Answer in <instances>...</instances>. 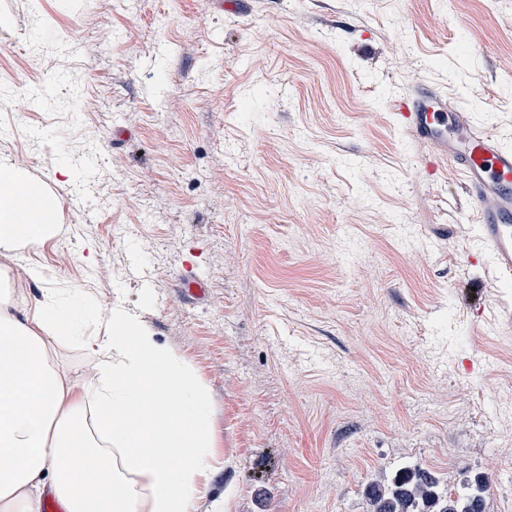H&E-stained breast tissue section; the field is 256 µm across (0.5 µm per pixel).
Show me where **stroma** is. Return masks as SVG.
I'll return each instance as SVG.
<instances>
[{"mask_svg": "<svg viewBox=\"0 0 512 512\" xmlns=\"http://www.w3.org/2000/svg\"><path fill=\"white\" fill-rule=\"evenodd\" d=\"M233 2L0 0V156L60 202L18 294L120 304L192 365L195 512H366L414 464L512 512V285L395 115L433 88L512 146V0Z\"/></svg>", "mask_w": 512, "mask_h": 512, "instance_id": "35a3bbf8", "label": "stroma"}]
</instances>
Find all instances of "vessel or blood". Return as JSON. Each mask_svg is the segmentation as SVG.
Returning <instances> with one entry per match:
<instances>
[{
  "label": "vessel or blood",
  "mask_w": 512,
  "mask_h": 512,
  "mask_svg": "<svg viewBox=\"0 0 512 512\" xmlns=\"http://www.w3.org/2000/svg\"><path fill=\"white\" fill-rule=\"evenodd\" d=\"M397 122L430 147V170L440 172L447 162L463 178L473 200L481 252L499 280L511 284L512 146L437 92L421 91L400 100Z\"/></svg>",
  "instance_id": "b4317fda"
}]
</instances>
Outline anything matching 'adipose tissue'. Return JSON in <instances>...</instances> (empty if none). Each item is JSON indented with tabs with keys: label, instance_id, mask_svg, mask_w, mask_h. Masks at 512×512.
Here are the masks:
<instances>
[{
	"label": "adipose tissue",
	"instance_id": "obj_1",
	"mask_svg": "<svg viewBox=\"0 0 512 512\" xmlns=\"http://www.w3.org/2000/svg\"><path fill=\"white\" fill-rule=\"evenodd\" d=\"M59 203L0 160V256L56 234ZM103 321L106 333L85 328ZM92 351L71 380L49 341ZM209 397L190 365L118 305L49 290L20 306L0 271V512H194L212 473Z\"/></svg>",
	"mask_w": 512,
	"mask_h": 512
}]
</instances>
